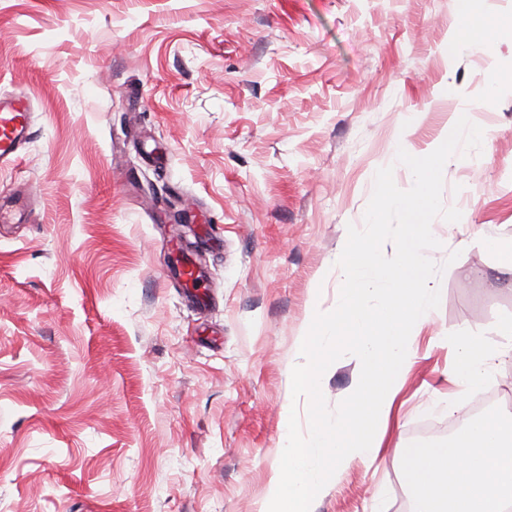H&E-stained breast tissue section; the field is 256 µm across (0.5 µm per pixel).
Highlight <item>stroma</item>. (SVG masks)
<instances>
[{
	"label": "stroma",
	"mask_w": 512,
	"mask_h": 512,
	"mask_svg": "<svg viewBox=\"0 0 512 512\" xmlns=\"http://www.w3.org/2000/svg\"><path fill=\"white\" fill-rule=\"evenodd\" d=\"M477 5L495 48L451 57L456 0H0V93L31 112L0 165V512H256L377 169L409 189L399 147L465 115L485 136L444 167L434 321L380 455L315 505L409 512L406 447L457 427L427 407L455 388L438 335L512 314L485 243L512 238V0Z\"/></svg>",
	"instance_id": "1"
}]
</instances>
